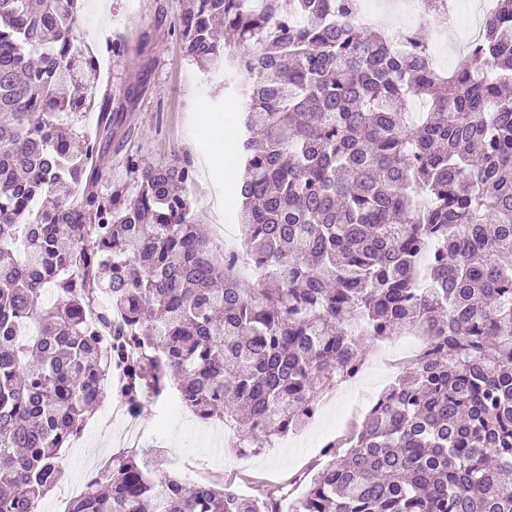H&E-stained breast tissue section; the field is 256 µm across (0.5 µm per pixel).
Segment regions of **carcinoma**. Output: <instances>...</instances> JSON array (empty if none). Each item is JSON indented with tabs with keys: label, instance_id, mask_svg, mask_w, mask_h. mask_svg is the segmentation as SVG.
I'll list each match as a JSON object with an SVG mask.
<instances>
[{
	"label": "carcinoma",
	"instance_id": "carcinoma-1",
	"mask_svg": "<svg viewBox=\"0 0 512 512\" xmlns=\"http://www.w3.org/2000/svg\"><path fill=\"white\" fill-rule=\"evenodd\" d=\"M78 2L0 0V512H40L112 365L265 448L363 369L355 320L425 348L288 512H512V0L450 75L359 0H184L189 61L244 100V267L195 224L189 154L100 187L72 117L109 141L139 91L97 97ZM169 464L119 453L67 512H280Z\"/></svg>",
	"mask_w": 512,
	"mask_h": 512
}]
</instances>
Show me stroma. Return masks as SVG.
Here are the masks:
<instances>
[{
	"instance_id": "35a3bbf8",
	"label": "stroma",
	"mask_w": 512,
	"mask_h": 512,
	"mask_svg": "<svg viewBox=\"0 0 512 512\" xmlns=\"http://www.w3.org/2000/svg\"><path fill=\"white\" fill-rule=\"evenodd\" d=\"M181 10L182 0H81L80 45L98 60L101 88H143L96 163L108 188L126 181L123 160L128 154L157 162L174 150L189 153L203 174L194 207L196 223L209 233L225 226L234 236L238 226L228 198V175L236 169L234 115L241 112L243 100L234 79L204 76L188 61L176 34ZM219 137L225 147L218 156L214 144ZM384 388L381 371L370 369L352 388L329 389L330 408L304 432L301 444L264 448L243 459L237 456L235 435L225 434L223 422L172 423L164 400L158 399L141 401L131 427L112 416L121 399L107 390L84 424L82 443L65 449L61 463L67 478L79 477L90 465H103L126 450L136 429L140 447L163 450L173 462V472L188 481L209 480L244 495L282 487L298 493L304 488L302 476L314 475L326 462V446H334L339 455L350 449L364 418L358 396Z\"/></svg>"
}]
</instances>
